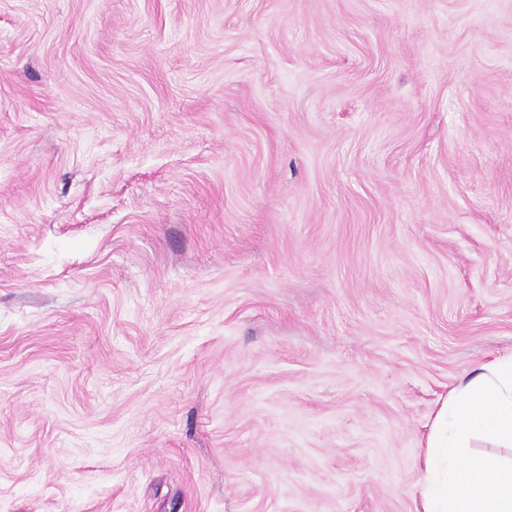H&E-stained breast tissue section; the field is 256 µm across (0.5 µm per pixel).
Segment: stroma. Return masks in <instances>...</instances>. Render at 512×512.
<instances>
[{"label":"stroma","mask_w":512,"mask_h":512,"mask_svg":"<svg viewBox=\"0 0 512 512\" xmlns=\"http://www.w3.org/2000/svg\"><path fill=\"white\" fill-rule=\"evenodd\" d=\"M512 354V0H0V512H414Z\"/></svg>","instance_id":"35a3bbf8"}]
</instances>
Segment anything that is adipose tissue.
<instances>
[{
	"label": "adipose tissue",
	"instance_id": "ef3b65f1",
	"mask_svg": "<svg viewBox=\"0 0 512 512\" xmlns=\"http://www.w3.org/2000/svg\"><path fill=\"white\" fill-rule=\"evenodd\" d=\"M478 434L512 447V356L482 365L437 411L417 512H512V460L471 453Z\"/></svg>",
	"mask_w": 512,
	"mask_h": 512
}]
</instances>
